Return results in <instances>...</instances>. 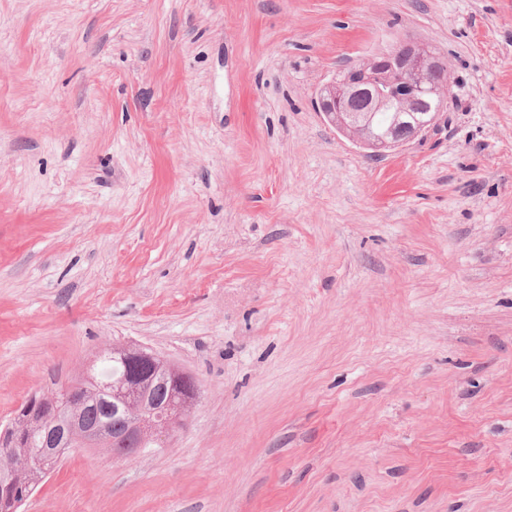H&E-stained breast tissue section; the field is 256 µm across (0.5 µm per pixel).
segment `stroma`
Wrapping results in <instances>:
<instances>
[{
    "label": "stroma",
    "instance_id": "1",
    "mask_svg": "<svg viewBox=\"0 0 512 512\" xmlns=\"http://www.w3.org/2000/svg\"><path fill=\"white\" fill-rule=\"evenodd\" d=\"M406 38L372 158L317 93ZM115 343L186 426L21 512H512V0H0V430ZM437 68L445 69L439 56L424 44L406 40L387 52L369 56L343 71L318 91L319 113L340 133L371 153H385L422 135L448 103L450 85ZM434 72V73H433ZM440 84H432L431 76ZM384 130L401 118L402 132Z\"/></svg>",
    "mask_w": 512,
    "mask_h": 512
}]
</instances>
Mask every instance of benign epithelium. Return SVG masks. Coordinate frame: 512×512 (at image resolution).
I'll list each match as a JSON object with an SVG mask.
<instances>
[{"label": "benign epithelium", "mask_w": 512, "mask_h": 512, "mask_svg": "<svg viewBox=\"0 0 512 512\" xmlns=\"http://www.w3.org/2000/svg\"><path fill=\"white\" fill-rule=\"evenodd\" d=\"M437 68L445 65L426 45L403 41L338 72L324 84L317 95L319 113L359 146L376 153L395 149L422 135L446 107L450 85L445 79L432 83ZM376 112L395 113L402 132H373ZM112 353L151 368L147 378L123 377L110 386L111 394L121 400L114 415L127 424L123 437L116 439L104 421L84 424L79 417L84 399L65 389L57 394L56 408L50 414L31 404L26 408L41 440L40 454L61 457L103 442L113 447L116 457L130 458L185 424L199 398V387L190 373L137 345L114 344Z\"/></svg>", "instance_id": "obj_1"}]
</instances>
